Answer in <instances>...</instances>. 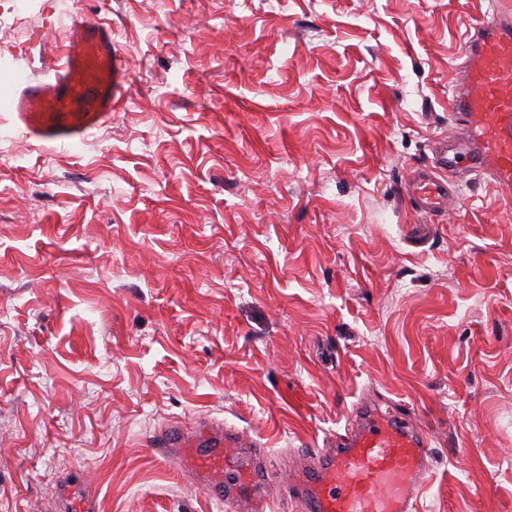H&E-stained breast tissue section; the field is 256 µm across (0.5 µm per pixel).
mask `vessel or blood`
Instances as JSON below:
<instances>
[{"label": "vessel or blood", "mask_w": 512, "mask_h": 512, "mask_svg": "<svg viewBox=\"0 0 512 512\" xmlns=\"http://www.w3.org/2000/svg\"><path fill=\"white\" fill-rule=\"evenodd\" d=\"M63 56L52 79L25 80L5 104L30 137L44 142H74L106 122L130 82L109 27L76 18ZM461 58L448 115L464 135L435 142L430 165L413 172L406 187L417 212L427 216L447 209L463 172L512 188V14L477 20ZM244 444L208 423L169 424L149 442L156 457L176 463L210 499L233 504L248 476L226 478L224 463L231 449ZM427 457L426 438L403 418L371 411L343 448L319 455L312 469L298 475L290 494L298 512H414L429 472ZM54 508L96 512V497L80 484L65 483Z\"/></svg>", "instance_id": "obj_1"}]
</instances>
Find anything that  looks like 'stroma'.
Returning <instances> with one entry per match:
<instances>
[{
    "mask_svg": "<svg viewBox=\"0 0 512 512\" xmlns=\"http://www.w3.org/2000/svg\"><path fill=\"white\" fill-rule=\"evenodd\" d=\"M512 0H0V97L109 24L131 79L71 145L0 111V512H233L146 445L223 421L256 491L364 401L430 438L419 512H512V195L404 193L451 133L475 20ZM51 510L64 512H96V497L80 484H62Z\"/></svg>",
    "mask_w": 512,
    "mask_h": 512,
    "instance_id": "obj_1",
    "label": "stroma"
}]
</instances>
